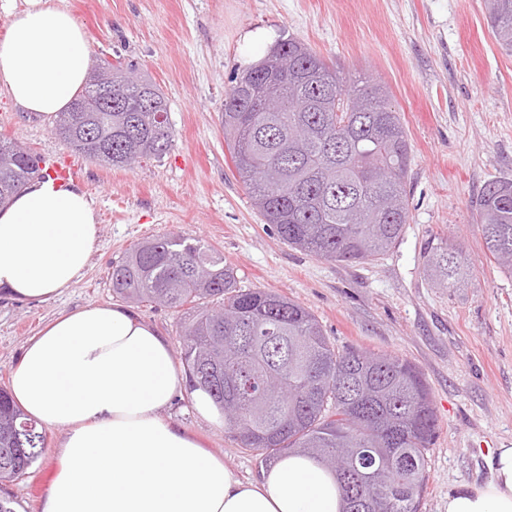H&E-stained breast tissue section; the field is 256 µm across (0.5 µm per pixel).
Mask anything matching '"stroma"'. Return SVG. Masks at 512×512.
I'll list each match as a JSON object with an SVG mask.
<instances>
[{"mask_svg":"<svg viewBox=\"0 0 512 512\" xmlns=\"http://www.w3.org/2000/svg\"><path fill=\"white\" fill-rule=\"evenodd\" d=\"M82 27L91 61L134 66L160 86L175 137L162 160L127 169L89 160L35 113L0 94V136L44 163L71 160L92 201L100 239L81 278L40 302L0 298V385L39 327L87 304L117 303L108 271L136 242L178 232L205 240L239 286L302 304L338 347L408 359L425 375L437 412L421 512H445L448 495L491 472L488 451L512 447V276L486 249L472 202L488 179L512 178V55L496 43L483 0H54ZM335 63L350 84H382L411 144L408 222L395 248L356 264L327 262L280 241L251 205L224 141V95L281 36ZM450 241L470 282L436 287L424 249ZM181 353L188 317L134 305ZM234 473L260 477L259 451L200 418L188 401L167 411ZM26 474L0 484L15 512H41L58 467L61 433Z\"/></svg>","mask_w":512,"mask_h":512,"instance_id":"35a3bbf8","label":"stroma"}]
</instances>
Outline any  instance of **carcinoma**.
Here are the masks:
<instances>
[{"label":"carcinoma","instance_id":"1","mask_svg":"<svg viewBox=\"0 0 512 512\" xmlns=\"http://www.w3.org/2000/svg\"><path fill=\"white\" fill-rule=\"evenodd\" d=\"M500 46L512 52V0H486ZM266 59L242 71L241 86L224 95V138L252 206L278 238L330 262L364 264L396 246L407 224L406 176L411 147L386 92L365 82L352 89L336 67L290 36ZM93 66L55 134L89 159L124 168L162 159L174 141L160 88L112 67L115 89L106 107ZM272 95L277 112L256 98ZM39 158L0 137V206L46 173ZM475 208L486 249L512 275V180L493 178ZM426 267L445 288L467 284L462 252L431 244ZM112 292L137 303L187 308L181 362L194 386L222 409L224 427L246 449L271 461L285 451L313 460L336 476L343 512L359 497L370 512H420L427 454L437 428L431 389L407 359L354 348L324 336L315 316L274 291L240 288L234 269L203 240L167 234L143 240L112 264ZM45 434L21 426L10 393L0 388V482L25 474Z\"/></svg>","mask_w":512,"mask_h":512}]
</instances>
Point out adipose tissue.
Segmentation results:
<instances>
[{
    "label": "adipose tissue",
    "mask_w": 512,
    "mask_h": 512,
    "mask_svg": "<svg viewBox=\"0 0 512 512\" xmlns=\"http://www.w3.org/2000/svg\"><path fill=\"white\" fill-rule=\"evenodd\" d=\"M89 64L82 28L52 0H25L0 38V86L23 111L57 118ZM95 209L77 186L31 182L0 209V292L57 297L82 275L99 239ZM25 418L61 430L60 466L42 512H339L333 476L283 455L259 480L240 479L163 415L182 394L220 425L202 389H188L168 340L120 306L60 313L25 345L10 379ZM492 476L448 495L447 512H512V448L488 456Z\"/></svg>",
    "instance_id": "adipose-tissue-1"
}]
</instances>
